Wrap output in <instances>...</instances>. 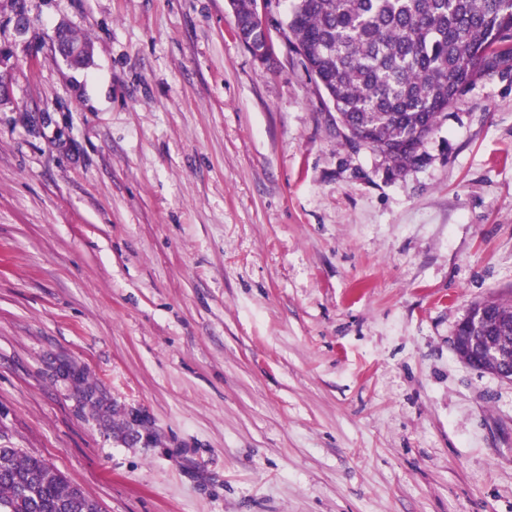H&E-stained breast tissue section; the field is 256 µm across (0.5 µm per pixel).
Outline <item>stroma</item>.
I'll return each instance as SVG.
<instances>
[{"instance_id":"obj_1","label":"stroma","mask_w":512,"mask_h":512,"mask_svg":"<svg viewBox=\"0 0 512 512\" xmlns=\"http://www.w3.org/2000/svg\"><path fill=\"white\" fill-rule=\"evenodd\" d=\"M0 0V434L102 512H512V58L396 172L227 0ZM63 24L92 49L69 68ZM233 0L234 17L236 20V33L240 38L250 42L256 50H262L265 46V35L259 21L254 19V11L256 5V15L260 18L263 26L270 27L268 16L265 11V0ZM273 49L271 39L267 40L266 47L260 52L263 55H257L259 59H263L270 54ZM267 58V57H265ZM66 29H55L52 37L54 49L61 55L66 63L75 69L84 68L89 63V49L84 46H73L66 43L64 35ZM484 332L485 347L499 350L511 356L512 353V303L500 300H484Z\"/></svg>"}]
</instances>
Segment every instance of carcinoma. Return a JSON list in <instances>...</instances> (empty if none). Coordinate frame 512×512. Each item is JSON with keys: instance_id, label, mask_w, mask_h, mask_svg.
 Segmentation results:
<instances>
[{"instance_id": "carcinoma-1", "label": "carcinoma", "mask_w": 512, "mask_h": 512, "mask_svg": "<svg viewBox=\"0 0 512 512\" xmlns=\"http://www.w3.org/2000/svg\"><path fill=\"white\" fill-rule=\"evenodd\" d=\"M232 5L238 37L263 49L256 0ZM285 30L349 145L401 171L462 88L512 56V0H292ZM484 316V346L511 354L512 303L490 299ZM0 512L101 508L44 459L0 446Z\"/></svg>"}]
</instances>
